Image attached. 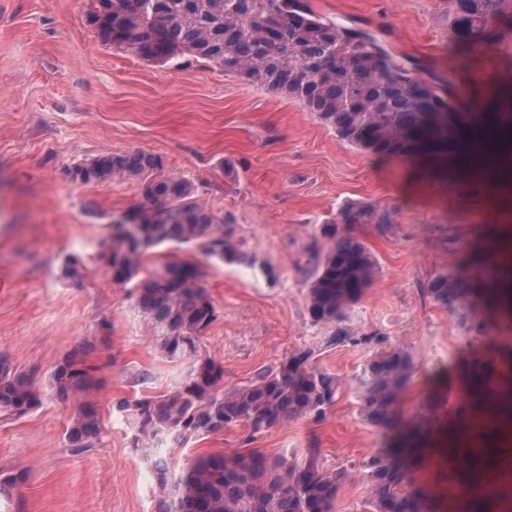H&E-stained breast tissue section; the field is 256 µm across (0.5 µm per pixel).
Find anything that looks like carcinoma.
I'll return each mask as SVG.
<instances>
[{"label": "carcinoma", "mask_w": 512, "mask_h": 512, "mask_svg": "<svg viewBox=\"0 0 512 512\" xmlns=\"http://www.w3.org/2000/svg\"><path fill=\"white\" fill-rule=\"evenodd\" d=\"M508 0H452L451 35L472 47L494 37L491 25ZM90 24L105 45L144 61L165 65L181 56L215 65L258 83L269 93L299 102L346 143L373 154L418 158L446 152L460 133L451 98L414 75L369 35L318 17L304 0H98ZM160 156L132 150L102 152L69 170L71 181L99 184L121 176L135 181L143 201L112 216L108 272L115 284L139 274L148 250L175 243L184 251L221 261L246 256L233 242V228L203 202L195 185L163 174ZM340 223L330 224L313 241L317 259L308 285L312 320L326 329L328 347L381 346L387 339L348 323L352 306L372 286L375 263L366 246L350 234L357 224L394 223L393 214L371 206H347ZM482 280L497 299L512 304V280L482 267ZM427 294L463 323L481 333L475 319L469 273L440 274ZM137 304L150 318L155 340L169 358L189 360L187 377L170 393L130 401L115 408L130 415L137 432L132 447L154 458L155 512H336L347 473L324 467L315 453L302 462L255 452L188 456L179 469L154 457L161 448L184 446L201 436L242 425L249 436L290 421L324 418L336 401L339 380L316 364L318 347L305 346L250 383L224 389L222 363L200 353V340L217 319L200 266L171 260L143 278ZM83 346L58 360L48 392L73 404L66 442L74 454L93 447L100 435L94 394L98 380ZM494 367L474 360L466 374L477 395L487 391ZM414 375L413 361L400 346L384 348L364 369L361 413L390 440L365 463V489L373 512H440L428 491L408 480L404 461L424 439L436 407L427 398L403 427H396L402 396ZM32 374L15 371L0 353V413L22 417L42 403ZM27 473L0 474V497H12ZM499 489L487 484L469 512H490Z\"/></svg>", "instance_id": "cac0c4a2"}]
</instances>
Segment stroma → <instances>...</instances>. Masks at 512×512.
I'll return each mask as SVG.
<instances>
[{
  "label": "stroma",
  "instance_id": "35a3bbf8",
  "mask_svg": "<svg viewBox=\"0 0 512 512\" xmlns=\"http://www.w3.org/2000/svg\"><path fill=\"white\" fill-rule=\"evenodd\" d=\"M308 3L324 19L372 34L407 69L435 82L471 125L493 127L487 150L467 163L486 189L449 185L441 166L408 186L413 162L342 142L298 102L214 65L178 58L155 66L106 46L89 22L91 0H0V352L44 384L65 354L96 343L90 360L99 367L101 427L95 446L75 455L66 444L72 403L47 396L25 416L0 415V471L29 472L0 512L155 510L153 466L132 448L133 421L114 403L171 391L189 364L157 345L136 302L139 278L118 285L107 271L112 215L141 201L136 182L84 186L69 178L72 166L104 151L160 155L164 175L191 180L215 213L232 218L233 240L249 264L200 261L218 312L201 351L223 363L225 388L249 383L325 336L308 312L311 245L349 205L394 213L390 226L354 230L377 275L349 323L410 353L415 374L403 415L437 395L436 444L444 446L445 430L461 421L468 402L462 365L482 357L512 368V314L480 295L490 329L478 334L426 292L438 275L512 241V112L485 116L512 98V10L500 16L492 40L466 49L450 43V0ZM72 256L80 261L77 279L65 273ZM374 354L353 345L323 350L319 366L342 380L323 420L256 435L228 428L174 449L175 459L256 451L300 460L315 448L326 468L350 474L337 512H369L363 463L380 435L360 413L359 391ZM470 434L474 447L493 446L495 464L469 480V496L484 481L497 482L492 512H512V431L504 416L475 412Z\"/></svg>",
  "mask_w": 512,
  "mask_h": 512
}]
</instances>
